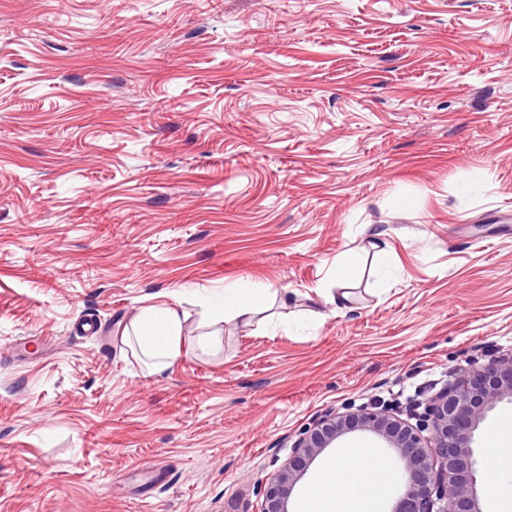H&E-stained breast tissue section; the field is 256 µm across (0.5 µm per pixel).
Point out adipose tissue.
Instances as JSON below:
<instances>
[{
  "label": "adipose tissue",
  "instance_id": "adipose-tissue-1",
  "mask_svg": "<svg viewBox=\"0 0 512 512\" xmlns=\"http://www.w3.org/2000/svg\"><path fill=\"white\" fill-rule=\"evenodd\" d=\"M268 295L265 286L244 290L225 288L224 306L205 307L208 324L231 319L250 325ZM185 316L176 308L151 306L134 315L124 327L126 344L156 373L166 370L178 355ZM490 493L497 512H512V422H505L490 450ZM395 478L380 455L353 450L336 458L305 493L300 512H372Z\"/></svg>",
  "mask_w": 512,
  "mask_h": 512
}]
</instances>
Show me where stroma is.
Returning <instances> with one entry per match:
<instances>
[{
  "mask_svg": "<svg viewBox=\"0 0 512 512\" xmlns=\"http://www.w3.org/2000/svg\"><path fill=\"white\" fill-rule=\"evenodd\" d=\"M511 354L512 0H0V512H259L316 415ZM267 295L268 289L263 285L248 290L227 287L224 289V307L217 309L204 305L203 314L209 325L225 322L228 318L248 326L260 313ZM184 321V314L172 306H151L134 315L121 336L153 372L159 373L178 355Z\"/></svg>",
  "mask_w": 512,
  "mask_h": 512,
  "instance_id": "stroma-1",
  "label": "stroma"
}]
</instances>
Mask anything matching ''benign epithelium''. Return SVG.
<instances>
[{"instance_id": "obj_1", "label": "benign epithelium", "mask_w": 512, "mask_h": 512, "mask_svg": "<svg viewBox=\"0 0 512 512\" xmlns=\"http://www.w3.org/2000/svg\"><path fill=\"white\" fill-rule=\"evenodd\" d=\"M505 399L512 402V357L470 371L431 398L416 425L382 410H327L299 433L288 459L260 485V512H288L296 483L310 464L355 433L375 436L402 464L404 482L390 512H481L474 432Z\"/></svg>"}]
</instances>
